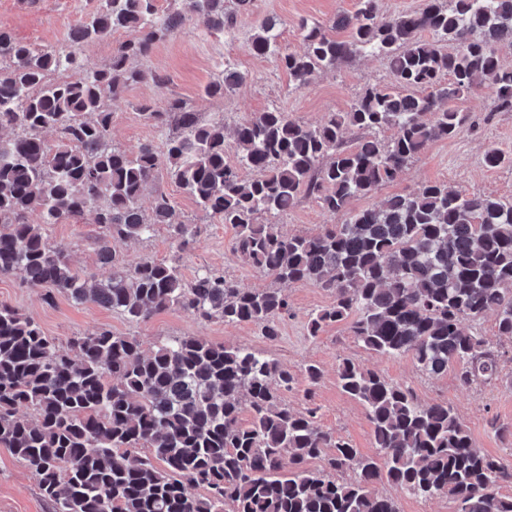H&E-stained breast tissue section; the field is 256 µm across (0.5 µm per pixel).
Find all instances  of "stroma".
I'll return each mask as SVG.
<instances>
[{
  "label": "stroma",
  "instance_id": "stroma-1",
  "mask_svg": "<svg viewBox=\"0 0 512 512\" xmlns=\"http://www.w3.org/2000/svg\"><path fill=\"white\" fill-rule=\"evenodd\" d=\"M357 3L358 0H252L247 10L239 13L237 28L230 34L211 30L201 16L187 15L176 35L158 42L149 57L138 60V67L149 71L151 80L128 87L113 101V145L132 154L149 143L157 152H165L171 130L145 122L138 107L170 96L181 99L201 122L223 123L224 148L230 157L236 152L234 128L254 113L276 108L315 125L328 113L347 111L366 86L392 82L393 75L385 61L356 55L320 72L309 86L299 87L275 56L254 55L248 44L254 34L270 25L282 48L302 51L303 23L331 25L337 15L354 12ZM96 4L97 0H0V26L34 47L64 48L69 44L71 29ZM228 69L242 74V82L224 95H206V87L221 80ZM490 102V95L484 90L458 101V108L471 113L473 125L454 138L430 142L400 178L381 185L369 196L355 198L352 208L379 206L388 197L411 192L426 183H445L469 193L512 201V160L496 168L483 161L485 151L491 147L512 157V112L491 111ZM160 192L169 197L177 221L199 229V244L192 252H178L161 224L150 238L113 242L116 257L123 266L131 267L151 258L179 264L188 281L204 269L216 268L244 287H272V279L234 254L233 227L205 215L166 170H159L147 188L142 207H150ZM259 220L264 224L276 222L283 233L293 235L341 223L342 217L324 210L315 198L305 197L287 213L275 218L263 214ZM45 233L51 243L65 246L71 262L88 275L98 280L111 276V268L100 266L97 260L105 234L101 225L74 220L46 225ZM284 292L290 314L281 323L277 339L270 341L254 325L227 324L220 319L201 321L179 309L158 312L143 322H131L93 304L74 302L62 293L45 299L43 289L27 287L19 276L0 275V304L10 305L32 318L60 348H67L73 337L109 330L136 338L147 351L184 336L249 347L298 377L305 366L317 364L322 370V379L314 389L319 424L349 440L361 454L371 456L375 450L366 411L345 395L336 381L337 364L348 358L389 381L409 386L421 405L450 404L475 443L512 466V435H497L489 426L494 419L512 428L511 341L499 340L502 356L498 380L463 389L453 373L432 375L421 370L410 356L392 357L365 350L350 336L346 323L332 324L318 337L308 336V315L330 306L333 294L310 284L289 285ZM0 512H50L40 494L37 477L1 447Z\"/></svg>",
  "mask_w": 512,
  "mask_h": 512
}]
</instances>
